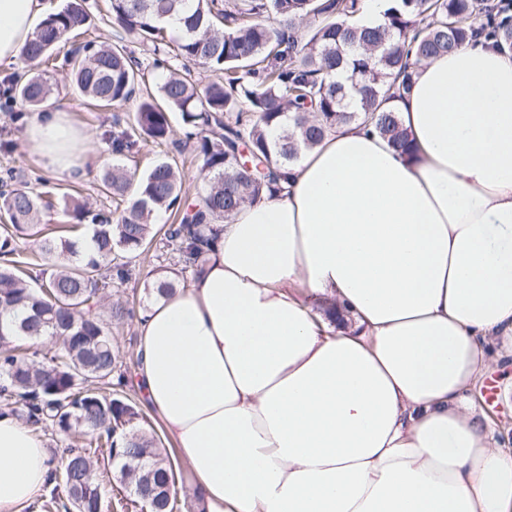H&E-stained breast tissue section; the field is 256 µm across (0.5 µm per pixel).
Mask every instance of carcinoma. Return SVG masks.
Segmentation results:
<instances>
[{
  "label": "carcinoma",
  "mask_w": 512,
  "mask_h": 512,
  "mask_svg": "<svg viewBox=\"0 0 512 512\" xmlns=\"http://www.w3.org/2000/svg\"><path fill=\"white\" fill-rule=\"evenodd\" d=\"M361 10L362 0H110L112 43L81 42L63 56L61 68L88 106L137 101L135 113L112 116L115 156L138 152L147 138L167 140L169 111L180 112L203 186L189 203L174 161L138 179L114 166L103 172L100 192L116 208L93 210L64 192L72 224L64 235L47 236L40 228L48 207L43 196L12 187L13 171L0 173V211L9 218L0 236V311L18 304L29 310L22 321L0 327V399L20 405L32 425L85 440L52 469L43 507L101 512L104 455L134 506L175 512L172 462L123 390L112 344V322L134 318L135 310L118 302L102 311L106 291L135 276L136 258L152 248L167 255L152 293L172 292L169 267L194 270L218 225L240 205L278 190L287 179L283 168L336 127L362 121L407 152L409 134L392 102L411 91L423 60L479 36L512 48V17L490 0H398L376 27L348 23ZM175 14L184 23L177 40L159 25ZM88 20L76 0L46 15L23 62H41L62 40L83 34ZM135 42L149 47V67L130 48ZM161 69L167 76L151 84L148 73ZM51 91L45 74L31 72L21 84L0 86V108L11 112L20 101L42 112ZM158 212L173 213L177 222L154 229ZM25 237L37 241L36 251L21 248ZM18 338L39 340L43 349L11 346ZM112 379L114 387L101 391L98 383Z\"/></svg>",
  "instance_id": "obj_1"
}]
</instances>
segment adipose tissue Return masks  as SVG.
Returning a JSON list of instances; mask_svg holds the SVG:
<instances>
[{
    "label": "adipose tissue",
    "instance_id": "1",
    "mask_svg": "<svg viewBox=\"0 0 512 512\" xmlns=\"http://www.w3.org/2000/svg\"><path fill=\"white\" fill-rule=\"evenodd\" d=\"M40 10L0 0V62ZM396 108L411 156L339 127L137 322L138 385L204 512H512V448L467 397L512 352V49L425 61ZM24 139L85 177L65 110ZM50 474L43 435L0 413V512Z\"/></svg>",
    "mask_w": 512,
    "mask_h": 512
}]
</instances>
